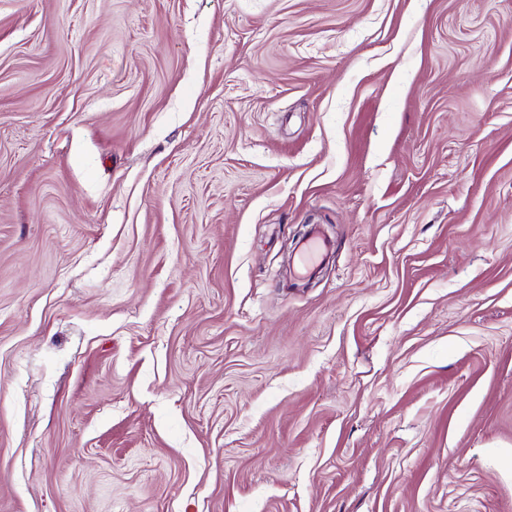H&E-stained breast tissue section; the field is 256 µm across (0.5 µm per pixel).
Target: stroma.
Here are the masks:
<instances>
[{"mask_svg": "<svg viewBox=\"0 0 512 512\" xmlns=\"http://www.w3.org/2000/svg\"><path fill=\"white\" fill-rule=\"evenodd\" d=\"M0 512H512V0H0ZM329 248V241L320 232H314L301 244L297 253L295 264L299 271L307 274L324 259Z\"/></svg>", "mask_w": 512, "mask_h": 512, "instance_id": "obj_1", "label": "stroma"}]
</instances>
